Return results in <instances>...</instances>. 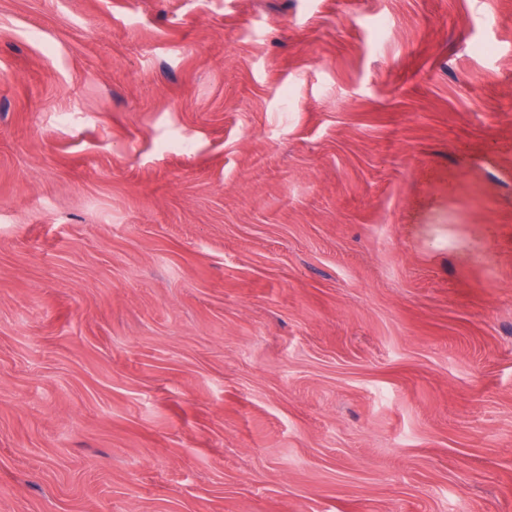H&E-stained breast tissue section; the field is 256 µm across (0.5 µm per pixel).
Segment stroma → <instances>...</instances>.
I'll list each match as a JSON object with an SVG mask.
<instances>
[{
    "mask_svg": "<svg viewBox=\"0 0 512 512\" xmlns=\"http://www.w3.org/2000/svg\"><path fill=\"white\" fill-rule=\"evenodd\" d=\"M0 512H512V0H0Z\"/></svg>",
    "mask_w": 512,
    "mask_h": 512,
    "instance_id": "1",
    "label": "stroma"
}]
</instances>
